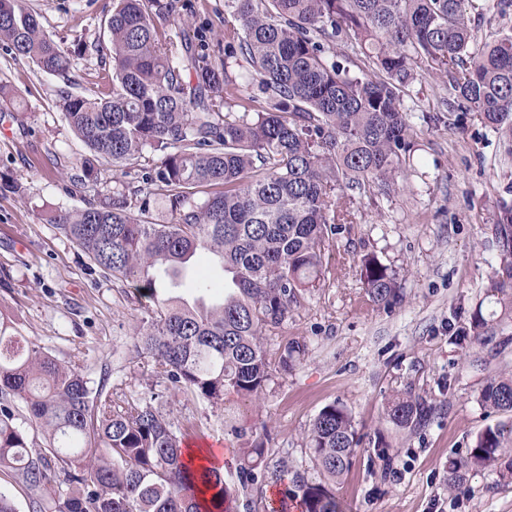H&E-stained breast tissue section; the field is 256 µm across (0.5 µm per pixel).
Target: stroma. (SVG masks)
Masks as SVG:
<instances>
[{
	"mask_svg": "<svg viewBox=\"0 0 512 512\" xmlns=\"http://www.w3.org/2000/svg\"><path fill=\"white\" fill-rule=\"evenodd\" d=\"M169 26L194 36L207 29L215 58L224 55V0H180ZM45 31L68 46L107 41L112 0H25ZM59 77L14 58L0 45V84L16 104L0 108V311L17 330L92 380L110 373L117 392L153 397L183 443L222 456L224 479L237 486L238 427L265 428L266 463L289 477L317 478L307 448L311 424L326 405L350 409L370 445L334 484L343 512H512V482L485 472L463 490L448 488V468L477 435L512 426V412L479 400L487 380L512 374V312L491 296L498 266L496 215L512 206V132L480 115L453 112L448 79L419 76L404 95L418 129L407 187L361 196L353 222L328 252L324 281L266 337L270 357L290 339L309 349L293 372L276 374L257 397L230 394L210 406L175 391L132 348L144 311L121 282L93 270L87 256L47 220L49 212L84 207L111 187V163L97 181L72 186V164L85 152L56 105ZM366 253L395 270L402 303L373 307L355 264ZM488 323L482 343L462 349L449 325L473 312ZM434 407L425 426L402 430L386 415L396 394Z\"/></svg>",
	"mask_w": 512,
	"mask_h": 512,
	"instance_id": "35a3bbf8",
	"label": "stroma"
}]
</instances>
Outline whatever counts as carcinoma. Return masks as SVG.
Returning <instances> with one entry per match:
<instances>
[{
    "label": "carcinoma",
    "instance_id": "obj_1",
    "mask_svg": "<svg viewBox=\"0 0 512 512\" xmlns=\"http://www.w3.org/2000/svg\"><path fill=\"white\" fill-rule=\"evenodd\" d=\"M481 0H224V62L163 27L177 0H112L109 45H83L112 62L96 95L74 90L72 52L50 38L23 0H0V43L14 57L59 76V108L87 148L77 181H98L105 160L128 182L49 221L93 268L146 300L134 347L175 390L211 406L234 392L260 394L274 373L307 354L291 340L269 358L264 337L301 307L325 277V251L352 224L354 194L387 196L406 181L417 132L404 105L417 75L450 78L454 104L495 129L512 128V33L479 43L471 14ZM363 53L373 74L337 59ZM244 60L249 68L233 76ZM160 200L167 221L153 218ZM492 284L512 305V207L496 224ZM220 263L221 299L192 303L172 294L199 254ZM370 303L402 302L396 274L373 255L360 260ZM479 313L449 341L485 340ZM479 402L512 411V375L492 379ZM432 406L410 392L388 406L401 428L426 423ZM42 436L43 444L30 440ZM238 490L216 467L185 457L173 423L151 401L122 399L87 373L17 334L0 312V471L16 475L33 512H247L239 494L284 481L260 467L268 434L233 429ZM512 428L487 427L448 468V488L493 471L512 480ZM320 478L265 504L288 512H342L328 484L349 470L361 437L346 406L323 407L308 433Z\"/></svg>",
    "mask_w": 512,
    "mask_h": 512
}]
</instances>
